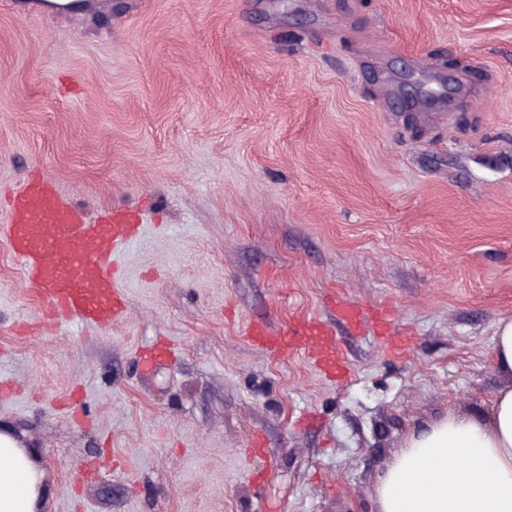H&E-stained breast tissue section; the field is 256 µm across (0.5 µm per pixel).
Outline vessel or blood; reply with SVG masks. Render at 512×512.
I'll return each mask as SVG.
<instances>
[{"label": "vessel or blood", "instance_id": "obj_1", "mask_svg": "<svg viewBox=\"0 0 512 512\" xmlns=\"http://www.w3.org/2000/svg\"><path fill=\"white\" fill-rule=\"evenodd\" d=\"M135 220V214L120 212L101 223H87L52 179L38 175L25 179L15 191L0 233L29 288L49 304V320L77 319L107 327L124 310L125 297L116 283L118 257ZM337 308L348 322L370 325L389 351L405 348V339L390 333L388 310L369 311L344 299ZM246 335L277 357L307 349L311 363L324 375L340 378L348 371L333 331L317 321H289L274 336L253 324Z\"/></svg>", "mask_w": 512, "mask_h": 512}]
</instances>
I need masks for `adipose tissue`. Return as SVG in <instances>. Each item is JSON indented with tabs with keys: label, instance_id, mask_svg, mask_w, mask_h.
<instances>
[{
	"label": "adipose tissue",
	"instance_id": "ef3b65f1",
	"mask_svg": "<svg viewBox=\"0 0 512 512\" xmlns=\"http://www.w3.org/2000/svg\"><path fill=\"white\" fill-rule=\"evenodd\" d=\"M493 360L511 382L490 415L451 413L412 433L379 478L378 512H512V319L496 326ZM44 494L26 447L0 432V512H35Z\"/></svg>",
	"mask_w": 512,
	"mask_h": 512
}]
</instances>
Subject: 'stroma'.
<instances>
[{
	"instance_id": "stroma-1",
	"label": "stroma",
	"mask_w": 512,
	"mask_h": 512,
	"mask_svg": "<svg viewBox=\"0 0 512 512\" xmlns=\"http://www.w3.org/2000/svg\"><path fill=\"white\" fill-rule=\"evenodd\" d=\"M37 173L140 213L109 327L43 326L0 236V431L38 512H376L409 435L505 383L512 0H0V224ZM292 315L334 330L346 381L244 334ZM337 308L342 316L352 324H370L377 337L384 340L391 352L402 351L406 346V340L400 336L390 334L391 315L386 309L368 311L356 303L339 298Z\"/></svg>"
}]
</instances>
